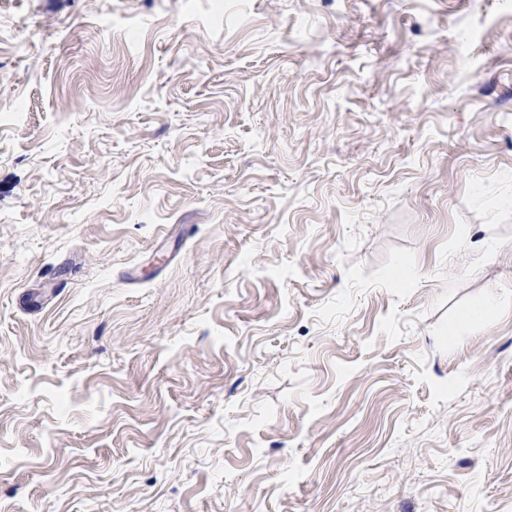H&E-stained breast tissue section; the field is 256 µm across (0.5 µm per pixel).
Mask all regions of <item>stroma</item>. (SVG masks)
Listing matches in <instances>:
<instances>
[{"mask_svg":"<svg viewBox=\"0 0 512 512\" xmlns=\"http://www.w3.org/2000/svg\"><path fill=\"white\" fill-rule=\"evenodd\" d=\"M0 512H512V0H0Z\"/></svg>","mask_w":512,"mask_h":512,"instance_id":"obj_1","label":"stroma"}]
</instances>
